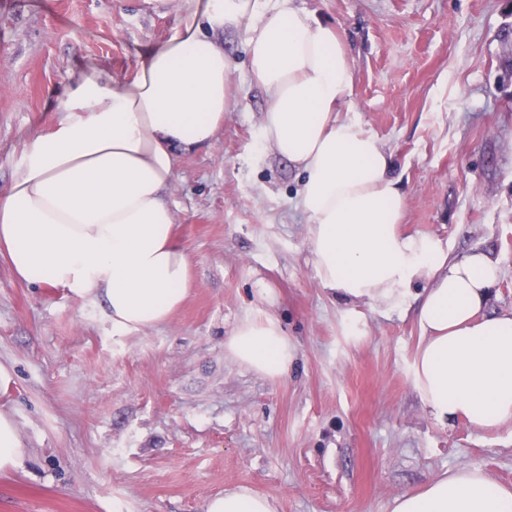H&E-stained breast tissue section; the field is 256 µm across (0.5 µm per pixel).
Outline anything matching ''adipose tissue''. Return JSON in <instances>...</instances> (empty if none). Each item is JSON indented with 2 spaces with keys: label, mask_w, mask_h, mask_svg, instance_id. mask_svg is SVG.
<instances>
[{
  "label": "adipose tissue",
  "mask_w": 512,
  "mask_h": 512,
  "mask_svg": "<svg viewBox=\"0 0 512 512\" xmlns=\"http://www.w3.org/2000/svg\"><path fill=\"white\" fill-rule=\"evenodd\" d=\"M190 18L145 53L134 78L85 69L54 93L59 119L30 135L0 192V252L15 276L101 301L114 335L165 323L192 284L164 192L179 155L208 147L231 105L230 58L217 34L240 30L249 77L267 98L264 146L303 172L298 206L309 224L317 275L349 302L416 303L421 332L414 387L427 415L477 429L512 422V310L488 312L500 262L461 259L433 238L402 234L404 194L381 141L344 118L354 70L342 26L285 0H189ZM226 348L269 377L288 370L294 346L272 315L239 323ZM204 512H275L242 487ZM392 512H512V488L481 469H451Z\"/></svg>",
  "instance_id": "obj_1"
}]
</instances>
